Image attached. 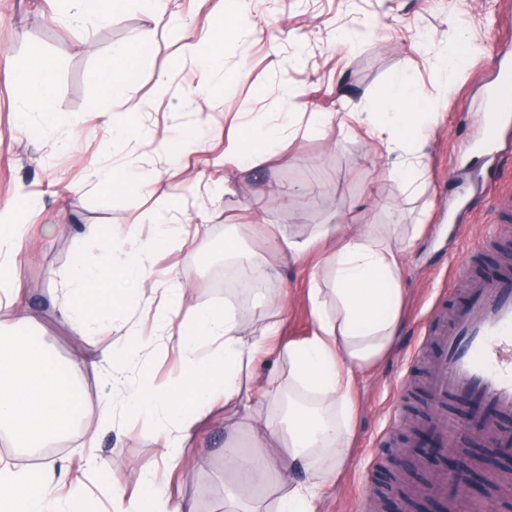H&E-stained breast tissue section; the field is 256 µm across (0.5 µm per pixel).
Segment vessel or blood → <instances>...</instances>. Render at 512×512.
<instances>
[{"instance_id": "b4317fda", "label": "vessel or blood", "mask_w": 512, "mask_h": 512, "mask_svg": "<svg viewBox=\"0 0 512 512\" xmlns=\"http://www.w3.org/2000/svg\"><path fill=\"white\" fill-rule=\"evenodd\" d=\"M512 125V74L496 84L485 134L496 140ZM468 260L455 266L454 280L466 294L451 326L442 335L443 353L433 365L427 388L437 402L468 399L474 414L483 415L495 445L512 452V429L501 418L512 416V274L476 280L468 276Z\"/></svg>"}]
</instances>
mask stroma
<instances>
[{
  "instance_id": "35a3bbf8",
  "label": "stroma",
  "mask_w": 512,
  "mask_h": 512,
  "mask_svg": "<svg viewBox=\"0 0 512 512\" xmlns=\"http://www.w3.org/2000/svg\"><path fill=\"white\" fill-rule=\"evenodd\" d=\"M247 21L224 41L223 55L204 69L202 33L225 19V0H168L164 15L151 17L139 0H121L105 23L67 13L62 0H0V203L15 206V219L29 231L17 276L24 299L39 316L24 337L48 347L72 366L91 412L112 402V369L84 366L110 350L109 330L78 335L55 308L74 261L86 256L132 258L143 249L149 286L126 313L140 323V343L150 335L144 369L156 383L178 375L177 336L153 333L150 309L178 268L192 306H223L209 267L215 245L235 230L243 246L267 259L261 287L249 290L240 307L244 335L269 321L268 293L279 299L280 342L311 335L315 321L307 289L314 259L291 265L279 254L282 237L306 238L326 227L354 221L382 224L397 233L424 224L407 254L408 288L402 330L391 352L359 376L357 414L349 457L337 484L325 488L316 512H356L358 500L380 512L394 499L399 479L412 468L436 476L423 458L400 461L410 441L405 419L414 392L405 378L425 379L436 350L432 311L448 320L461 293L452 266L477 250L474 278L496 276L497 246L487 244L492 226L508 228L512 242V127L503 146H484L489 88L501 63L512 64V0H239ZM156 32L154 55L137 71L127 98L104 96L98 78L102 58L143 28ZM466 34L471 50L450 79L441 67L448 46ZM198 43L197 52L188 44ZM54 65L53 123L37 113L18 119L20 102L10 81L35 57ZM405 80L425 104L426 169L414 193L404 192L388 169L396 154L369 135L361 113L390 112L389 88ZM132 112L136 123L115 139L107 117ZM328 114L317 125L315 113ZM279 127L264 155L250 154L246 132ZM129 172L124 192L100 193L96 170ZM111 225L118 241L107 247L96 235ZM174 231L153 249L161 225ZM206 227L195 235V225ZM276 417L288 393V361L269 356L259 365ZM228 428L223 410L199 423L175 467L164 458V440L153 421L130 415L89 443L84 428L66 434L49 458H37L0 442V458L20 468L55 462L65 475L59 492L85 479L102 505L113 493L131 494L139 475L152 472L169 482L187 512H227L248 507L249 492L228 500L232 477L224 469ZM97 455L106 477H84L81 465Z\"/></svg>"
}]
</instances>
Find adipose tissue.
<instances>
[{
	"label": "adipose tissue",
	"mask_w": 512,
	"mask_h": 512,
	"mask_svg": "<svg viewBox=\"0 0 512 512\" xmlns=\"http://www.w3.org/2000/svg\"><path fill=\"white\" fill-rule=\"evenodd\" d=\"M156 42L149 30L134 33L116 54L102 60L99 72L105 94L123 97L140 63L152 55ZM53 63L41 57L11 74L23 112L54 119ZM394 112H369L371 130H387L388 146L398 149L417 141L418 102L409 86L393 82ZM21 224H0V309L9 310L17 325H34L36 313L19 301L11 288L17 272L15 252L24 236ZM423 225L415 224L395 238L371 224H339L317 237L282 238L279 249L288 258L323 246L324 277L330 290L311 287L308 298L316 326L312 336L284 348L288 358L290 401L282 420L263 417L256 402L255 383H244V373H255L269 352V340L279 321L248 337L240 330L241 311L232 306L191 310L187 327L179 332L182 370L166 384L132 383L126 371L138 352L115 347L102 354L112 366V392L129 412H147L166 441L165 456L177 462L196 425L214 403L234 411L238 420L224 443L226 468L242 473L255 494L268 481L280 490L276 512H315L320 488L329 484L346 461L355 414L356 374L385 357L398 336L405 303V255L420 239ZM146 267L139 260L101 268L79 260L67 283L72 298L61 309L63 321L78 333H87L111 319L118 336L128 335L127 320L119 310L131 302L130 286L145 284ZM211 353H203L204 345ZM86 397L71 382L57 357L42 345L0 332V438L10 447L36 449L66 434L75 419L85 418ZM259 441L284 445L277 461L242 454L239 431ZM312 472L304 482L294 481L297 470ZM90 500L80 485L65 498L53 496L51 469L16 468L0 461V512H90Z\"/></svg>",
	"instance_id": "adipose-tissue-1"
}]
</instances>
